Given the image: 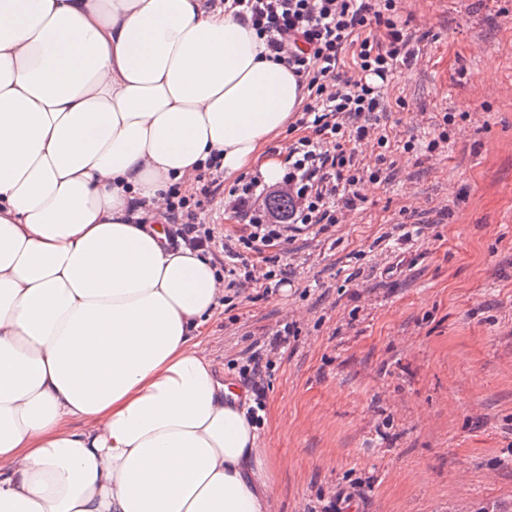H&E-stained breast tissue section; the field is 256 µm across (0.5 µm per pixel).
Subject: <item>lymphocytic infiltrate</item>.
Segmentation results:
<instances>
[{
  "mask_svg": "<svg viewBox=\"0 0 512 512\" xmlns=\"http://www.w3.org/2000/svg\"><path fill=\"white\" fill-rule=\"evenodd\" d=\"M231 5L264 36L269 59L305 80L310 101L298 123L309 134L291 147L279 183L253 176L229 190L225 203L247 218L246 235L216 242L213 229L197 220L199 201L178 183L168 189L165 219L172 240L193 247L220 244L228 288L268 289L289 276L272 248L312 225L337 223L342 210L361 202V183L378 179V172L359 167L354 147L371 140L387 146V136L375 135L372 124L382 109L380 90L415 53L400 22L399 0H231ZM347 50L357 75L345 79L338 69ZM282 186L289 202L284 214L269 206ZM294 335V324H281L238 368L251 390L246 414L253 423H261L266 409L273 357Z\"/></svg>",
  "mask_w": 512,
  "mask_h": 512,
  "instance_id": "1",
  "label": "lymphocytic infiltrate"
}]
</instances>
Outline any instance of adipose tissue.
<instances>
[{
    "mask_svg": "<svg viewBox=\"0 0 512 512\" xmlns=\"http://www.w3.org/2000/svg\"><path fill=\"white\" fill-rule=\"evenodd\" d=\"M206 0H0V512H269L273 458L200 336L208 253L144 218L304 101Z\"/></svg>",
    "mask_w": 512,
    "mask_h": 512,
    "instance_id": "1",
    "label": "adipose tissue"
}]
</instances>
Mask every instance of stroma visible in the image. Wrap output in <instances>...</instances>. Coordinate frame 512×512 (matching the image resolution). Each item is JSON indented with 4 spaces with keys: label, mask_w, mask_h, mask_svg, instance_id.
I'll return each instance as SVG.
<instances>
[{
    "label": "stroma",
    "mask_w": 512,
    "mask_h": 512,
    "mask_svg": "<svg viewBox=\"0 0 512 512\" xmlns=\"http://www.w3.org/2000/svg\"><path fill=\"white\" fill-rule=\"evenodd\" d=\"M400 15L417 57L381 92L390 147L357 148L379 182L345 222L278 247L294 286L246 290L202 339L233 378L297 322L259 429L270 512L336 492L354 512L512 504V0H402ZM198 216L245 232L222 195Z\"/></svg>",
    "instance_id": "obj_1"
}]
</instances>
